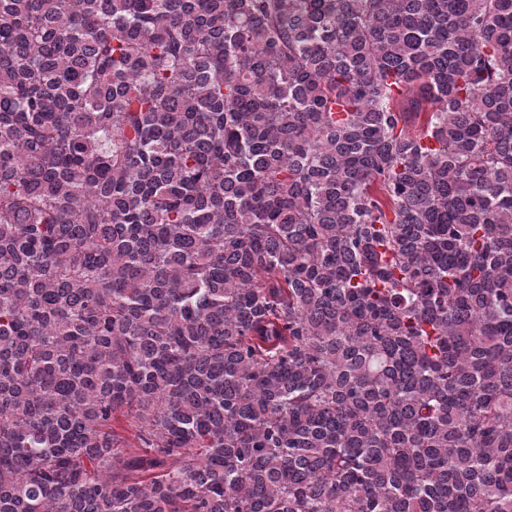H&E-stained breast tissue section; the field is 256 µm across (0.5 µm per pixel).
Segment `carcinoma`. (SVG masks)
Segmentation results:
<instances>
[{"label": "carcinoma", "instance_id": "obj_1", "mask_svg": "<svg viewBox=\"0 0 512 512\" xmlns=\"http://www.w3.org/2000/svg\"><path fill=\"white\" fill-rule=\"evenodd\" d=\"M0 512H512V0H0Z\"/></svg>", "mask_w": 512, "mask_h": 512}]
</instances>
